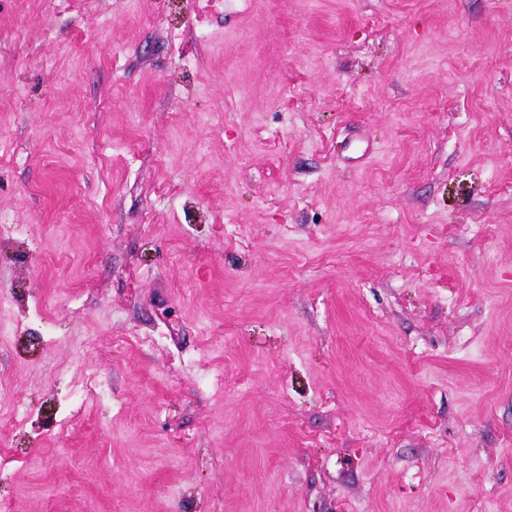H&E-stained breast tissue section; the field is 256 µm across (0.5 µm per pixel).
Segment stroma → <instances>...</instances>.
I'll return each mask as SVG.
<instances>
[{
    "mask_svg": "<svg viewBox=\"0 0 512 512\" xmlns=\"http://www.w3.org/2000/svg\"><path fill=\"white\" fill-rule=\"evenodd\" d=\"M0 138V512H512V0H0Z\"/></svg>",
    "mask_w": 512,
    "mask_h": 512,
    "instance_id": "1",
    "label": "stroma"
}]
</instances>
